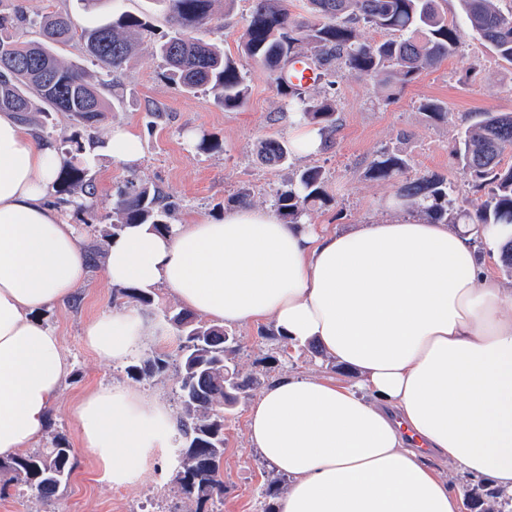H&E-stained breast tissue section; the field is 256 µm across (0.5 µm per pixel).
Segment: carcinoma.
<instances>
[{
	"label": "carcinoma",
	"instance_id": "obj_1",
	"mask_svg": "<svg viewBox=\"0 0 512 512\" xmlns=\"http://www.w3.org/2000/svg\"><path fill=\"white\" fill-rule=\"evenodd\" d=\"M229 7L234 0H155L171 23L152 54L167 65L171 82L183 92L208 91L224 111L242 109L250 88L246 74L234 59L203 33L218 20L216 5ZM500 0H460L468 27L490 50L512 65V8L503 10ZM309 14L297 16L288 0H252L251 11L240 35L244 54L272 77L288 110L311 125L319 126L324 140L339 128L334 89L337 74L363 76L380 83L387 100L394 99L427 70L440 66L454 55L460 31L448 25L437 0H307ZM21 22L39 29L41 39L18 42L5 31ZM366 24L388 31L391 37L367 44L359 40L358 27ZM151 34L150 23L127 13L93 29L76 31L69 19L54 13L31 20L15 8L5 11L0 0V112H12L23 124L35 123V114L66 112L76 124L89 130L85 140L63 136L69 154L82 155L97 147V125L110 111L107 95L119 99L114 77L132 59L143 39ZM82 43L85 54L100 67L92 74L83 67L62 61L59 45L73 40ZM308 62L315 79L326 88L310 93L291 81V67ZM471 123L454 140L452 153L471 187L485 199L476 217L451 206L455 186L437 174H412V160L400 150H385L373 160V178L399 183L398 196L412 212L437 224H512V166H501V156L512 149L511 112H475ZM293 149L269 139L260 147L261 158L275 165H290ZM328 176L320 166L298 169L288 183L276 190L274 206L287 222L295 223L310 206L328 201ZM56 203L95 214V190L85 170L65 161L55 190ZM178 204L159 188L130 179L120 187L112 202V222L104 225L103 236L115 238L131 224H150L170 231ZM117 297L142 307L154 303V295L135 288H120ZM165 320L178 333L176 357L157 353L140 364L127 367L128 374L161 375L175 365L180 378L178 399L180 435L183 446L175 455L181 474L173 478L183 495L210 512H221L226 486L220 472L224 458V408L233 407L260 382L256 376H240L235 356L241 339L224 328L207 324L185 309L169 308ZM261 337L279 342L267 357L269 364L288 355V342L278 330L268 329ZM74 469L73 448L56 435L50 444L32 452L0 459V489L20 483L48 498L70 478ZM467 498L477 505L494 507L499 493L485 485L472 488Z\"/></svg>",
	"mask_w": 512,
	"mask_h": 512
}]
</instances>
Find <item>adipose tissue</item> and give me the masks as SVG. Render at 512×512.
<instances>
[{
    "instance_id": "obj_1",
    "label": "adipose tissue",
    "mask_w": 512,
    "mask_h": 512,
    "mask_svg": "<svg viewBox=\"0 0 512 512\" xmlns=\"http://www.w3.org/2000/svg\"><path fill=\"white\" fill-rule=\"evenodd\" d=\"M62 161L55 141L0 113L1 457L40 438L69 372L41 319L88 275L75 225L46 204ZM385 207L346 232L241 207L162 234L140 224L108 245L113 286L167 289L218 324L273 321L289 345L315 343L356 372L349 384L284 377L252 405V446L290 480L280 512H460L462 487L425 464L430 453L512 496V289L477 258L508 230ZM145 334L131 307L90 320L84 341L122 362ZM75 417L115 486L175 445L166 405L129 388L88 393Z\"/></svg>"
}]
</instances>
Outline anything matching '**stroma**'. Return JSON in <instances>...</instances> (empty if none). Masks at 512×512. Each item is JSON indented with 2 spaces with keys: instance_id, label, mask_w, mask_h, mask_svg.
I'll list each match as a JSON object with an SVG mask.
<instances>
[{
  "instance_id": "1",
  "label": "stroma",
  "mask_w": 512,
  "mask_h": 512,
  "mask_svg": "<svg viewBox=\"0 0 512 512\" xmlns=\"http://www.w3.org/2000/svg\"><path fill=\"white\" fill-rule=\"evenodd\" d=\"M15 2L31 17L61 12L76 22L88 13L108 20L125 12L148 16L152 25L151 38L145 39L139 54L118 77L122 102L106 120L107 125H124L140 135L142 157L137 165L127 166L116 161L106 145L95 148L96 163L89 167L88 176L95 186L97 217L89 224L84 215L71 210L66 213L69 222L77 225L79 244L84 248L99 243L98 230L112 211V196L131 178L161 187L179 206L178 223L188 224L234 210L239 193L245 190L251 193V206H271L274 190L287 181L292 168L320 166L329 176L331 200L308 212L309 223L340 231L376 221L385 213L386 199L398 189L397 184L369 174L371 161L385 147L407 152L414 172L447 178L456 186V206L472 210L477 195L467 186L451 146L458 131L468 125L469 113L512 112V65L502 62L469 30L459 0H439L449 25L461 31L455 56L423 73L389 104L373 81L348 74L339 77L335 93L340 128L334 144L313 155L293 157L292 167H270L258 159L257 147L268 138L291 142L295 115L266 71L241 49L240 34L250 0H236L205 35L206 40L223 46L225 54L248 75L250 97L236 112L224 111L212 93L187 94L168 81L162 62L151 51L153 42L170 31L165 13L154 0ZM426 98L443 101L447 118L434 120L420 112L419 103ZM202 135L216 143V150L199 149ZM175 303L167 290H157L154 305L144 311L149 334L131 362L141 363L155 352L176 353V332L163 318L164 309ZM126 306V300L116 298L114 287L97 268L90 270L72 301L44 314V323L62 339L70 374L51 405L42 439L47 442L58 434L68 439L74 450V473L68 486L48 503L36 491L10 486L0 496V512H199L196 502L182 495L171 480L173 449H163L153 466L117 487L103 480L95 458L80 440L74 411L86 394L101 386L130 387L147 399L163 402L171 413L180 411L175 371L136 378L127 374L128 364L102 358L85 344L82 332L87 321ZM271 326V321L265 320L236 327L242 344L236 357L241 375L264 373L272 381L292 374L354 381V373L339 367L334 359L312 356L303 346L290 349L288 357L274 368H266L264 358L272 343L262 339L259 331ZM263 391V386L254 387L224 421L222 471L228 492L223 512H261L259 491L274 473L252 448L247 433L249 408Z\"/></svg>"
}]
</instances>
